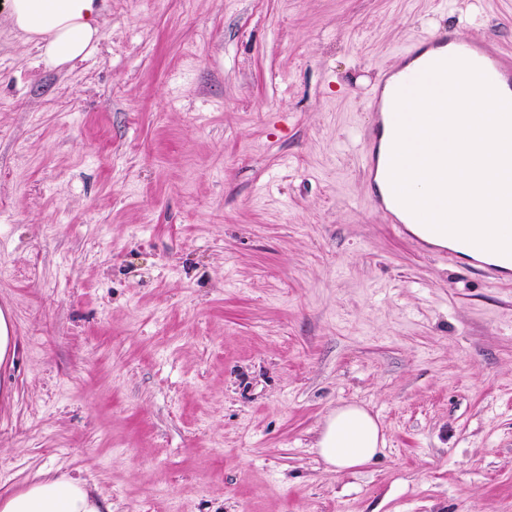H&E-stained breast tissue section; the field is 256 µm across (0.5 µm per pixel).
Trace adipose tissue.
<instances>
[{
    "label": "adipose tissue",
    "mask_w": 512,
    "mask_h": 512,
    "mask_svg": "<svg viewBox=\"0 0 512 512\" xmlns=\"http://www.w3.org/2000/svg\"><path fill=\"white\" fill-rule=\"evenodd\" d=\"M105 0H0L16 37L35 44L54 67L84 58L99 39ZM385 445L377 419L360 404L345 403L326 417L316 441L323 461L348 471L371 461ZM84 482L42 478L22 491L0 494V512H104Z\"/></svg>",
    "instance_id": "adipose-tissue-1"
}]
</instances>
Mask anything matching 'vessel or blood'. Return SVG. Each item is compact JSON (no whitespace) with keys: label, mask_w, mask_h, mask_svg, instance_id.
I'll return each mask as SVG.
<instances>
[{"label":"vessel or blood","mask_w":512,"mask_h":512,"mask_svg":"<svg viewBox=\"0 0 512 512\" xmlns=\"http://www.w3.org/2000/svg\"><path fill=\"white\" fill-rule=\"evenodd\" d=\"M428 41L432 46L446 48L449 57L464 59L481 69L495 88L512 91V55L504 52L493 41H461L444 28L429 35ZM395 120V113L375 112L367 131V139L363 144L364 161L369 172L373 173L377 170L375 146L383 130V124L387 121L392 123ZM370 203L384 214L389 223L412 224L416 221L415 216L406 212L395 195L384 196L376 192L372 194Z\"/></svg>","instance_id":"vessel-or-blood-1"}]
</instances>
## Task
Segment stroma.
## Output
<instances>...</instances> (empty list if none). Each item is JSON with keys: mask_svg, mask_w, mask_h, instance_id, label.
Wrapping results in <instances>:
<instances>
[{"mask_svg": "<svg viewBox=\"0 0 512 512\" xmlns=\"http://www.w3.org/2000/svg\"><path fill=\"white\" fill-rule=\"evenodd\" d=\"M445 27L512 0H106L61 67L0 42V493L111 512H512V277L373 208L359 134ZM344 402L386 444L315 452ZM17 336L11 318L0 310V366L12 365L16 355ZM106 510V511H104ZM1 512H111L76 479L42 478L0 494Z\"/></svg>", "mask_w": 512, "mask_h": 512, "instance_id": "35a3bbf8", "label": "stroma"}]
</instances>
